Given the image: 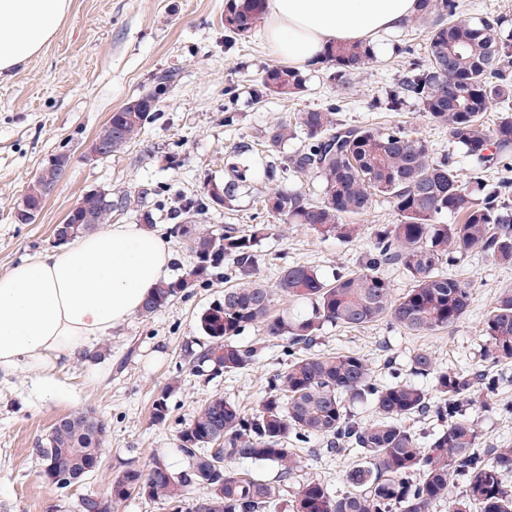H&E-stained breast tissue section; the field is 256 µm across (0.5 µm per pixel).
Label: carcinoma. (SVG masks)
Instances as JSON below:
<instances>
[{"label": "carcinoma", "mask_w": 512, "mask_h": 512, "mask_svg": "<svg viewBox=\"0 0 512 512\" xmlns=\"http://www.w3.org/2000/svg\"><path fill=\"white\" fill-rule=\"evenodd\" d=\"M265 2L227 0L228 36H251ZM418 2L415 21L426 26L423 56L409 61L386 101L373 108L397 111L410 100L431 122L448 128L452 143L464 154L485 167H511L512 110H503L492 129L482 121L491 106L512 99V77L505 66L512 37L503 34L502 17L457 20V0ZM373 59L371 45L363 42L339 43L325 51L334 68L330 78L342 86ZM174 78L170 71L156 73L155 90L147 95L150 106L132 110L123 105L112 112L118 134H110L107 125L99 131L109 138L108 156L121 153L143 133ZM305 83L299 69L271 65L259 79L255 98H296ZM338 111L331 100L300 110L293 123L282 120L267 128L268 179L311 173L321 183V194L314 199L301 189L276 190L265 195L264 210L281 224H304L341 241L370 233L364 264L327 281L314 268L296 263L281 269L276 289L262 284L257 246L270 225L253 224L246 230L226 226L216 233L197 223V215L217 203L232 206L246 186L248 170L228 158L224 179H210L203 195L185 198L177 214L181 222L172 228L189 243L194 262L182 275L160 282L140 315L149 317L190 293L228 260L236 283L200 315L198 328L207 343L198 350L186 346L185 357L216 374L244 370L256 350L235 338L260 324L267 335L286 339L285 360L267 378L268 393L256 411L247 413L218 393L201 404L177 435V451L185 461L181 469L165 464L162 474L131 464L115 483L142 486V497L167 512H273L300 467L298 446L319 440L330 455L354 453L345 473L350 491L335 494L326 484L308 480L295 493L292 512H433L442 502L448 503V512H512V487L504 482L512 472V447L481 451L477 424L465 414V407L496 389L489 368L512 367L511 290L499 294L484 319V352L470 370L439 371L430 351L413 353L411 371L432 377L431 391L407 381L378 383L368 362L355 353L311 351L326 325L362 328L387 319L416 335L456 326L470 306L471 287L442 269L475 251L512 263V205L502 201L512 182L503 179L488 190L479 168L464 183L449 156H436L428 141L404 126L352 125L337 119ZM299 134L307 145L290 155L285 145ZM45 198L38 178L22 200L40 208ZM380 198L392 206L394 223L370 230L347 222L367 214ZM130 205L128 193H85L67 214L69 238L112 223ZM447 213L462 216V222H440ZM87 214L93 223H83ZM390 266L402 269L412 282L399 297L383 274ZM277 295L307 301L311 310L305 316L273 317L270 309ZM348 399L371 405L376 419L355 422L345 405ZM417 414L441 422L424 443L403 425ZM102 445L91 416L63 417L52 425L37 452L42 464L52 457L67 474L66 480L54 482L60 500L92 477L89 468L102 455ZM228 460L273 463L277 479L256 480L226 467ZM460 480L465 489L454 498L450 493Z\"/></svg>", "instance_id": "cac0c4a2"}]
</instances>
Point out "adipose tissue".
<instances>
[{"instance_id": "obj_1", "label": "adipose tissue", "mask_w": 512, "mask_h": 512, "mask_svg": "<svg viewBox=\"0 0 512 512\" xmlns=\"http://www.w3.org/2000/svg\"><path fill=\"white\" fill-rule=\"evenodd\" d=\"M72 0H0V76L38 56ZM417 0H267L265 34L273 52L299 67L317 65L327 46L399 31ZM167 233L113 224L0 274V372H34L55 389L61 360L92 352L139 312L168 280Z\"/></svg>"}]
</instances>
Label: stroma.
Returning a JSON list of instances; mask_svg holds the SVG:
<instances>
[{"instance_id":"1","label":"stroma","mask_w":512,"mask_h":512,"mask_svg":"<svg viewBox=\"0 0 512 512\" xmlns=\"http://www.w3.org/2000/svg\"><path fill=\"white\" fill-rule=\"evenodd\" d=\"M225 0H73L68 18L42 53L0 79V274L55 246L53 227L62 223L75 202L92 189L131 195L130 208L117 216L120 224H136L142 212L153 224L171 230V213L181 194L202 193L208 179H222L224 156L239 150L250 180L233 207L215 206L200 221L214 230L233 224L244 228L267 223L258 197L277 189L299 188L318 196L314 175L271 181L266 177V128L292 119L303 108L318 107L338 97L321 63L304 69L306 87L295 100L275 96L254 101L252 91L263 70L276 64L263 29L246 40H231L224 32ZM422 28L406 25L400 32L378 38L375 59L351 78L349 100L340 120L381 126L405 122L414 135L427 140L436 154L450 155L468 180L475 164L452 144L448 131L423 117L407 103L397 112H372V100L384 97L406 64L399 49L423 48ZM172 70L177 82L159 102V110L144 133L123 152L86 162V147L111 113L153 88L152 76ZM235 97H228V90ZM232 108L233 123L224 110ZM70 158V172L48 195L30 224L15 223L10 211L29 184L58 154ZM151 196H143L146 188ZM370 246L369 235L350 242L321 236L302 224H279L258 246L260 279L277 284L281 266L305 263L325 279L357 269ZM471 284L467 314L457 326L428 335H414L381 321L352 329L325 326L315 352L353 351L368 360L376 378L411 379L409 357L428 349L439 369L462 371L479 359L482 322L503 289H512V265H503L481 252L471 253L452 269ZM224 296V271L197 283L188 296L171 302L151 318L135 315L115 327L98 345L100 359L76 357L58 365L59 388L39 391L32 372H0V512H74L87 494H108L110 480L129 464L148 467L163 458L181 469L175 439L193 419L203 400L215 393L254 410L268 392L267 379L282 361L283 339L265 335L261 326L246 328L239 344L256 346L253 365L233 375L201 376L183 361L184 346L205 343L197 326L201 313ZM392 368H385V360ZM168 394L171 414L155 422L152 410ZM94 410L109 428L101 471L77 484L66 503L42 475L36 450L46 442L60 417ZM484 447L512 445V414H494L481 405L469 407ZM354 458L303 452L294 480L302 485L318 479L335 493L345 492L344 474Z\"/></svg>"}]
</instances>
